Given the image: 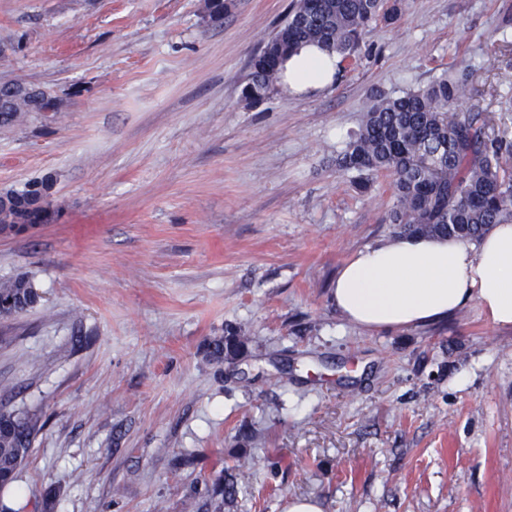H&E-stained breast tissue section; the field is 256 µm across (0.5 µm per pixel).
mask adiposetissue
<instances>
[{"label": "adipose tissue", "instance_id": "adipose-tissue-1", "mask_svg": "<svg viewBox=\"0 0 512 512\" xmlns=\"http://www.w3.org/2000/svg\"><path fill=\"white\" fill-rule=\"evenodd\" d=\"M340 57L303 47L284 65L287 88L304 94L330 85ZM337 311L369 330L427 324L476 303L495 326H512V224L480 240L399 237L358 251L332 291Z\"/></svg>", "mask_w": 512, "mask_h": 512}]
</instances>
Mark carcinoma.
<instances>
[{
    "label": "carcinoma",
    "instance_id": "cac0c4a2",
    "mask_svg": "<svg viewBox=\"0 0 512 512\" xmlns=\"http://www.w3.org/2000/svg\"><path fill=\"white\" fill-rule=\"evenodd\" d=\"M387 0H293L288 19L277 27L263 54L251 66L244 99L258 104L281 81L283 62L305 44L318 45L344 58L353 55L367 27L393 23L400 8ZM472 94L468 75L446 73L428 86L398 96L380 95L366 107L359 129L337 157L338 166L360 175L366 189L374 178H390L394 202L389 214L397 235L480 238L494 224L512 223V139L495 129L489 112H458L455 103ZM30 116L27 103L16 100L0 111V126ZM45 177L9 191L12 203L0 208V234L38 225L34 199L48 201ZM42 300L27 277L0 281V316L25 313ZM246 341L236 330L211 340L207 356L233 359ZM34 425L12 412H0V486L16 479L31 450ZM252 462L224 466L219 478L205 485L203 507L224 512L252 476Z\"/></svg>",
    "mask_w": 512,
    "mask_h": 512
}]
</instances>
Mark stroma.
Instances as JSON below:
<instances>
[{"instance_id":"35a3bbf8","label":"stroma","mask_w":512,"mask_h":512,"mask_svg":"<svg viewBox=\"0 0 512 512\" xmlns=\"http://www.w3.org/2000/svg\"><path fill=\"white\" fill-rule=\"evenodd\" d=\"M290 3L0 0V82L63 102L0 128V190L54 177L51 221L0 235V281L42 296L0 318V410L35 426L10 512H197L191 484L241 453L230 512H512V327L471 302L369 331L332 301L393 235L388 178L336 164L364 107L454 69L457 111L512 128V0H401L330 86L247 104ZM230 327L245 354L210 361Z\"/></svg>"}]
</instances>
